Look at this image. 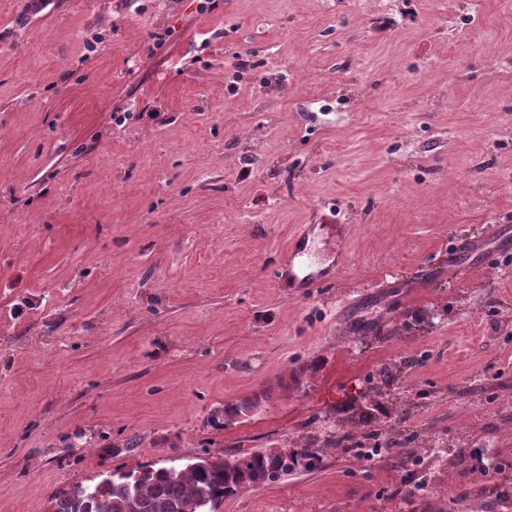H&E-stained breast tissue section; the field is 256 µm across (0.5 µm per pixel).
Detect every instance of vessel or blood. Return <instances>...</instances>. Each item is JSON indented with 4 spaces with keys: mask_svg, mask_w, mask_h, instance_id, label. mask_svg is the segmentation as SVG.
<instances>
[{
    "mask_svg": "<svg viewBox=\"0 0 512 512\" xmlns=\"http://www.w3.org/2000/svg\"><path fill=\"white\" fill-rule=\"evenodd\" d=\"M345 238L341 224H308L299 229L289 245L288 285L292 288H316L327 284L333 273L315 260L317 246L339 248Z\"/></svg>",
    "mask_w": 512,
    "mask_h": 512,
    "instance_id": "b4317fda",
    "label": "vessel or blood"
}]
</instances>
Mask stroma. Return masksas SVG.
<instances>
[{
    "instance_id": "stroma-1",
    "label": "stroma",
    "mask_w": 512,
    "mask_h": 512,
    "mask_svg": "<svg viewBox=\"0 0 512 512\" xmlns=\"http://www.w3.org/2000/svg\"><path fill=\"white\" fill-rule=\"evenodd\" d=\"M26 3L0 0V512L363 408L423 467L329 444L221 512H512V253L448 267L512 225V0ZM332 221L331 283L284 285ZM345 240V225L343 224H308L299 229L291 239L287 251L288 285L290 288H318L327 284L333 276V271L314 259L317 245L321 249L328 247L340 251L341 241ZM301 258L297 263L295 260Z\"/></svg>"
}]
</instances>
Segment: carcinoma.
<instances>
[{
	"mask_svg": "<svg viewBox=\"0 0 512 512\" xmlns=\"http://www.w3.org/2000/svg\"><path fill=\"white\" fill-rule=\"evenodd\" d=\"M321 437H305L289 451L210 456L206 464L162 460L112 473L96 483H76L52 497V512H219L224 498L274 483L281 476L320 465Z\"/></svg>",
	"mask_w": 512,
	"mask_h": 512,
	"instance_id": "carcinoma-1",
	"label": "carcinoma"
}]
</instances>
